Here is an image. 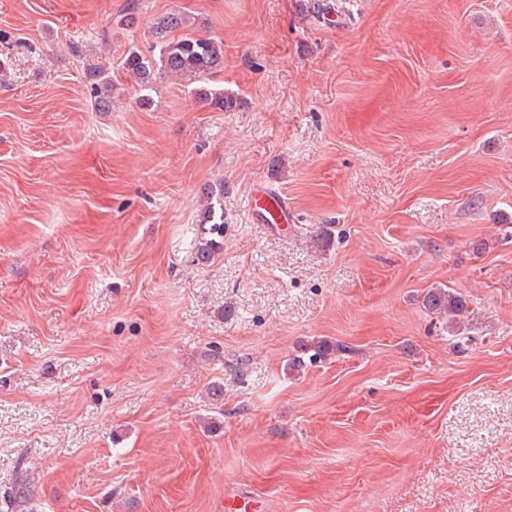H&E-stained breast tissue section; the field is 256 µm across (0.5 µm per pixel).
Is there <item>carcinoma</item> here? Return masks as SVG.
<instances>
[{
  "instance_id": "cac0c4a2",
  "label": "carcinoma",
  "mask_w": 512,
  "mask_h": 512,
  "mask_svg": "<svg viewBox=\"0 0 512 512\" xmlns=\"http://www.w3.org/2000/svg\"><path fill=\"white\" fill-rule=\"evenodd\" d=\"M188 28L186 14L179 10L166 13L152 27V48L158 51V61H153L137 48L127 51L121 61V69L135 80L140 90L150 91L162 76L175 75L193 77L203 82L217 75L224 67V51L213 39L185 33ZM95 106L101 112H108L112 105V88L104 82L95 88ZM196 99L205 106L228 111L233 107V100L206 85L195 91ZM204 223L212 224L215 238L197 246L198 259L209 260L217 247L216 239L224 236V216L216 215L214 208L205 211ZM423 309L429 314L448 320V332L452 336L464 338L469 331V308L467 298L454 288L433 287L426 291L422 299ZM342 347L327 340L304 343L299 353L288 363L293 372L306 369L319 361L330 358Z\"/></svg>"
}]
</instances>
